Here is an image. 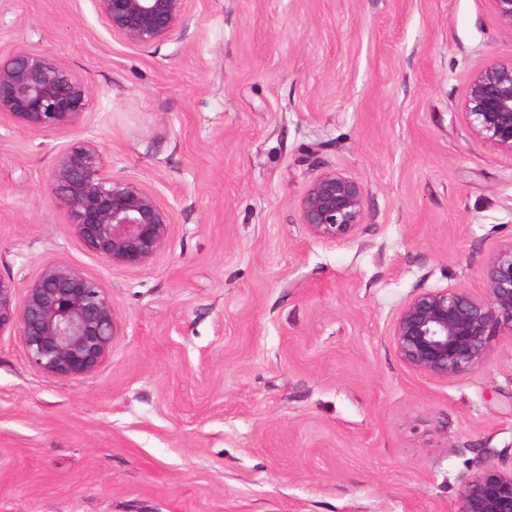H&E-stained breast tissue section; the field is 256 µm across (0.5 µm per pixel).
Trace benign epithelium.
<instances>
[{"instance_id":"7a95c632","label":"benign epithelium","mask_w":512,"mask_h":512,"mask_svg":"<svg viewBox=\"0 0 512 512\" xmlns=\"http://www.w3.org/2000/svg\"><path fill=\"white\" fill-rule=\"evenodd\" d=\"M512 37V0H492ZM111 37L129 48L169 40L191 18L190 0H94ZM94 95L91 79L52 54L26 44L0 48V117L20 131H60L78 125ZM464 117L487 147L512 155V60L490 59L473 71ZM94 140L64 146L50 173L53 202L75 238L93 256L127 269L147 266L166 246L174 206L136 176L114 178ZM306 234L321 242L353 237L367 216V190L337 170L311 178L299 199ZM481 291L448 287L409 298L388 336L413 371L453 379L476 370L494 337L512 336V242L483 268ZM0 278V336H19L29 363L56 377L79 380L112 351V296L68 263H48L24 286ZM457 512H512V465L489 463L467 477Z\"/></svg>"}]
</instances>
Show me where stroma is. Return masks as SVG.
I'll use <instances>...</instances> for the list:
<instances>
[{
	"mask_svg": "<svg viewBox=\"0 0 512 512\" xmlns=\"http://www.w3.org/2000/svg\"><path fill=\"white\" fill-rule=\"evenodd\" d=\"M19 42L94 95L63 132L0 120V278L69 263L117 332L79 380L0 336V512H456L466 477L512 462V337L446 381L388 336L512 242V155L462 115L470 73L512 59L492 0H195L143 49L93 0H0V44ZM84 138L175 206L144 268L86 252L53 204L56 155ZM326 169L368 192L336 244L298 208Z\"/></svg>",
	"mask_w": 512,
	"mask_h": 512,
	"instance_id": "1",
	"label": "stroma"
}]
</instances>
